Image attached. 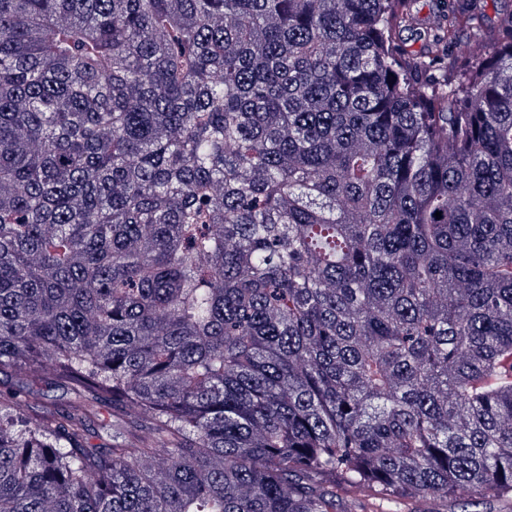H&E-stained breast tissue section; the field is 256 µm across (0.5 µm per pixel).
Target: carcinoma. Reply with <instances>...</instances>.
<instances>
[{
	"instance_id": "1",
	"label": "carcinoma",
	"mask_w": 512,
	"mask_h": 512,
	"mask_svg": "<svg viewBox=\"0 0 512 512\" xmlns=\"http://www.w3.org/2000/svg\"><path fill=\"white\" fill-rule=\"evenodd\" d=\"M479 2L0 0V512L512 504V4L490 40ZM29 387L37 397H45L63 405L69 400V394L64 386L54 381L51 376L45 375L29 382ZM89 444L98 448L112 444V409L101 406L89 422ZM468 487L459 488L456 493L448 498L427 497L418 500L414 505V510L418 512H498L502 509V504L477 499L473 493L469 492Z\"/></svg>"
}]
</instances>
